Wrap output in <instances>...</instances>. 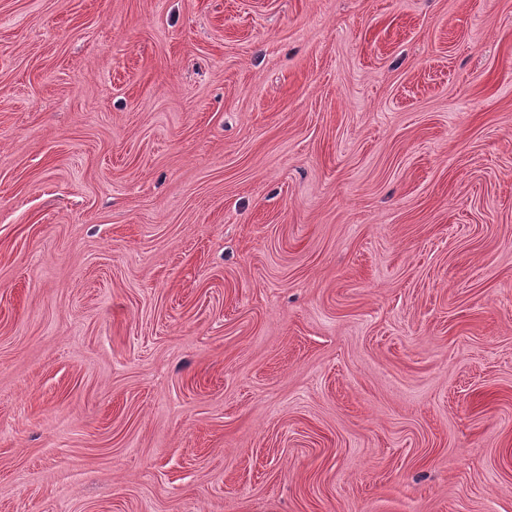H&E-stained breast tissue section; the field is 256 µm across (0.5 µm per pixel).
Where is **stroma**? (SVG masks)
Masks as SVG:
<instances>
[{
  "instance_id": "1",
  "label": "stroma",
  "mask_w": 512,
  "mask_h": 512,
  "mask_svg": "<svg viewBox=\"0 0 512 512\" xmlns=\"http://www.w3.org/2000/svg\"><path fill=\"white\" fill-rule=\"evenodd\" d=\"M0 512H512V0H0Z\"/></svg>"
}]
</instances>
